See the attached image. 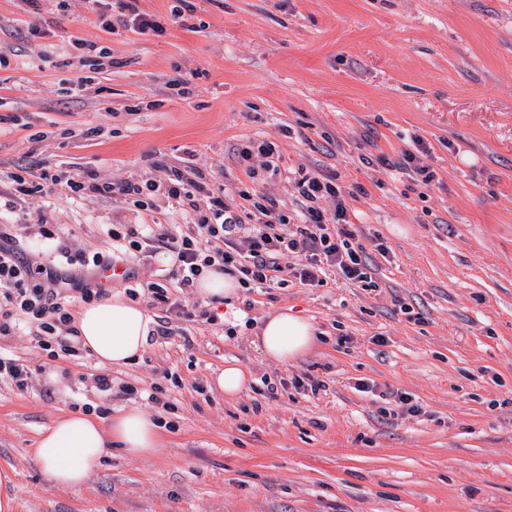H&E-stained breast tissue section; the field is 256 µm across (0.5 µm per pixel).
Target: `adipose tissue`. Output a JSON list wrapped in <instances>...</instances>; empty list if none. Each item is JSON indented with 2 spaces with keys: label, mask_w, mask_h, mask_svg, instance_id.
<instances>
[{
  "label": "adipose tissue",
  "mask_w": 512,
  "mask_h": 512,
  "mask_svg": "<svg viewBox=\"0 0 512 512\" xmlns=\"http://www.w3.org/2000/svg\"><path fill=\"white\" fill-rule=\"evenodd\" d=\"M151 324V316L138 303L119 295L83 306L76 320L82 346L108 367H122L138 357ZM258 341L267 358L285 363L310 348L314 330L309 321L284 310L263 321ZM113 442L128 455L147 457L159 450L161 435L136 407L121 411L107 424L88 413H73L41 430L35 454L53 484L76 487L101 467Z\"/></svg>",
  "instance_id": "adipose-tissue-1"
}]
</instances>
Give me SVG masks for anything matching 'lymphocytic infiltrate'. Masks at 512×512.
<instances>
[{
  "label": "lymphocytic infiltrate",
  "instance_id": "1",
  "mask_svg": "<svg viewBox=\"0 0 512 512\" xmlns=\"http://www.w3.org/2000/svg\"><path fill=\"white\" fill-rule=\"evenodd\" d=\"M20 193L43 188L60 189L75 196H122L141 205L143 196L161 193L169 209L190 221L188 233L174 248L180 287L191 288L209 270L236 277L243 288L285 285L295 277L305 285L321 284L324 267L337 268L349 281L373 287L374 264L359 241L358 230L346 219V202L332 180L306 174L297 181L300 201L294 212L256 192L252 208L239 214L224 195L215 193L204 175L187 179L177 169H167L160 182H106L95 170L62 171L41 166L38 183L10 173ZM332 199L333 211L322 202ZM20 225L0 224V335L15 331L34 336L42 350L78 355L72 340L74 328L67 291L79 294L84 303L103 297V289L88 287L73 275V267L102 266L104 258L81 249L60 245L57 264H33L17 242ZM301 256L299 266L284 270L283 257Z\"/></svg>",
  "mask_w": 512,
  "mask_h": 512
}]
</instances>
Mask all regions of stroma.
Listing matches in <instances>:
<instances>
[{"instance_id":"1","label":"stroma","mask_w":512,"mask_h":512,"mask_svg":"<svg viewBox=\"0 0 512 512\" xmlns=\"http://www.w3.org/2000/svg\"><path fill=\"white\" fill-rule=\"evenodd\" d=\"M107 2L108 29L89 0H0V170L37 157L143 181L160 161L236 196L252 187L237 148L269 141L282 173L263 177V192L292 211L302 173L334 179L378 287L330 268L320 287L293 278L200 297L177 286L187 227L167 215L137 277L166 276L173 298L203 303L212 320L169 317L170 336L110 369L86 351L53 358L31 337L0 338L32 370L27 390L0 381L13 512H512V0H191L181 18L178 0H136L159 36ZM78 38L106 48L100 69L82 64ZM417 139L430 184L376 165ZM147 219L120 199L23 195L0 181V224L23 225L27 252L46 260L55 239L43 230L108 258L109 225ZM284 310L316 338L278 363L254 330ZM229 360L250 375L232 397L215 385ZM103 372L111 391L94 386ZM309 377L318 392L296 387ZM361 380L408 394L418 412L390 414L356 391ZM86 403L162 420V446L148 458L113 450L83 486L52 485L38 433Z\"/></svg>"}]
</instances>
